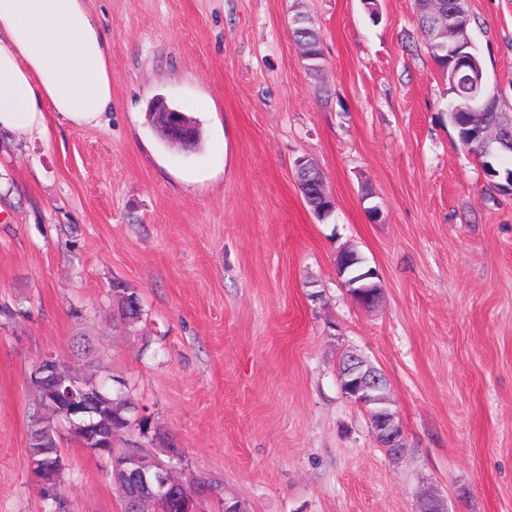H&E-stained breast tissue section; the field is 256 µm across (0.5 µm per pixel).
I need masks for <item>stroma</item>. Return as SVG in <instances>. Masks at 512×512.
<instances>
[{
  "instance_id": "35a3bbf8",
  "label": "stroma",
  "mask_w": 512,
  "mask_h": 512,
  "mask_svg": "<svg viewBox=\"0 0 512 512\" xmlns=\"http://www.w3.org/2000/svg\"><path fill=\"white\" fill-rule=\"evenodd\" d=\"M89 0L112 104L99 125L52 118L50 142L0 136V512H41L27 452L33 366L125 380L182 479L248 512H512V194L491 187L448 121V80L415 0ZM490 86L512 106V0H467ZM323 37L313 77L296 12ZM165 97L197 149L156 135ZM308 158L336 201L318 221ZM380 205L371 222L368 206ZM355 247L383 285L347 295ZM140 296L114 317L112 284ZM350 349L389 382L405 452L346 399ZM73 512H121L106 461L63 437ZM338 275L342 279V286L351 299L364 308H372L379 302L383 289L382 282L378 272L369 267L361 275L353 279H344L345 268L340 271L337 268ZM112 288H119L118 293L122 295L118 305H116V315L120 319H135L139 321L143 316V307L140 296L130 291L120 282H114Z\"/></svg>"
}]
</instances>
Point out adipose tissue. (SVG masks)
<instances>
[{"mask_svg":"<svg viewBox=\"0 0 512 512\" xmlns=\"http://www.w3.org/2000/svg\"><path fill=\"white\" fill-rule=\"evenodd\" d=\"M111 102L107 39L87 0H0V132L47 140L51 115L95 125Z\"/></svg>","mask_w":512,"mask_h":512,"instance_id":"adipose-tissue-1","label":"adipose tissue"}]
</instances>
